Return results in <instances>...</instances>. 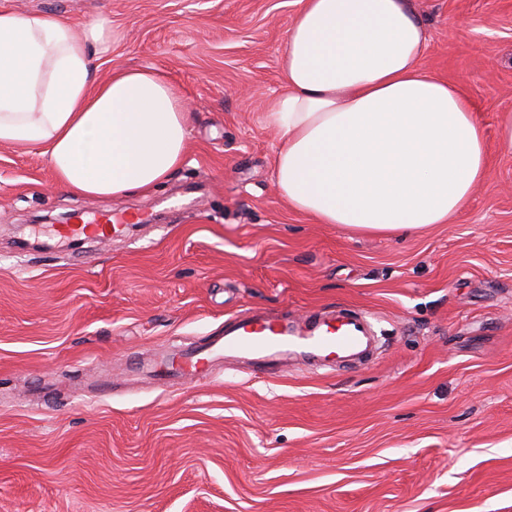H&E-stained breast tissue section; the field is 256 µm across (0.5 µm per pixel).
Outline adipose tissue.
I'll list each match as a JSON object with an SVG mask.
<instances>
[{
    "label": "adipose tissue",
    "mask_w": 512,
    "mask_h": 512,
    "mask_svg": "<svg viewBox=\"0 0 512 512\" xmlns=\"http://www.w3.org/2000/svg\"><path fill=\"white\" fill-rule=\"evenodd\" d=\"M298 3L282 93L264 115L289 208L354 233L449 223L486 180L489 154L467 91L422 68L428 36L410 0ZM111 48L109 20L79 34L0 11V145L39 148L75 195L149 191L186 153L193 114L165 74L93 81Z\"/></svg>",
    "instance_id": "1"
}]
</instances>
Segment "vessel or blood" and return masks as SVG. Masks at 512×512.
<instances>
[{
	"mask_svg": "<svg viewBox=\"0 0 512 512\" xmlns=\"http://www.w3.org/2000/svg\"><path fill=\"white\" fill-rule=\"evenodd\" d=\"M54 236L68 239L92 236L108 239V224H60ZM376 331L363 312L344 309L313 311L299 319L278 320L255 310L247 316H232L224 322L223 336L180 357L178 371L183 378L204 374L218 358L244 359L256 372L269 375L282 358L300 362L336 359L353 363L370 356L376 346Z\"/></svg>",
	"mask_w": 512,
	"mask_h": 512,
	"instance_id": "b4317fda",
	"label": "vessel or blood"
}]
</instances>
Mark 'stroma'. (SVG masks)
<instances>
[{
	"instance_id": "1",
	"label": "stroma",
	"mask_w": 512,
	"mask_h": 512,
	"mask_svg": "<svg viewBox=\"0 0 512 512\" xmlns=\"http://www.w3.org/2000/svg\"><path fill=\"white\" fill-rule=\"evenodd\" d=\"M412 3L490 169L450 223L389 236L316 223L275 186L264 114L297 0H0L108 18L94 80L156 69L195 112L146 193L74 196L39 149L0 145V512H512V0ZM64 213L142 221L68 248L40 221ZM20 224L50 249L13 243ZM336 305L373 316L368 365L149 372L229 316Z\"/></svg>"
}]
</instances>
